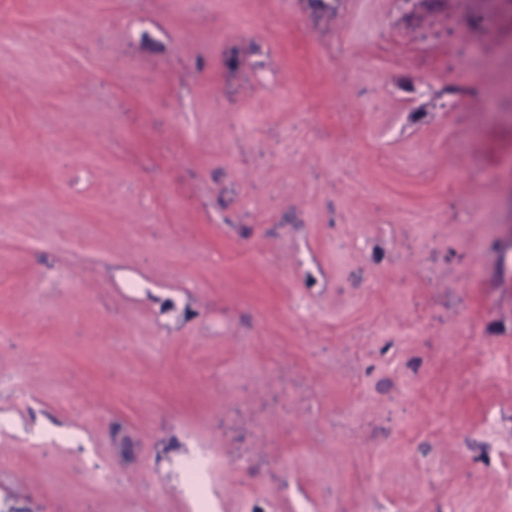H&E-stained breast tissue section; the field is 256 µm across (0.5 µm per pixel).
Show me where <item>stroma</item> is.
<instances>
[{
    "mask_svg": "<svg viewBox=\"0 0 512 512\" xmlns=\"http://www.w3.org/2000/svg\"><path fill=\"white\" fill-rule=\"evenodd\" d=\"M0 189V512H506L512 0H0Z\"/></svg>",
    "mask_w": 512,
    "mask_h": 512,
    "instance_id": "stroma-1",
    "label": "stroma"
}]
</instances>
